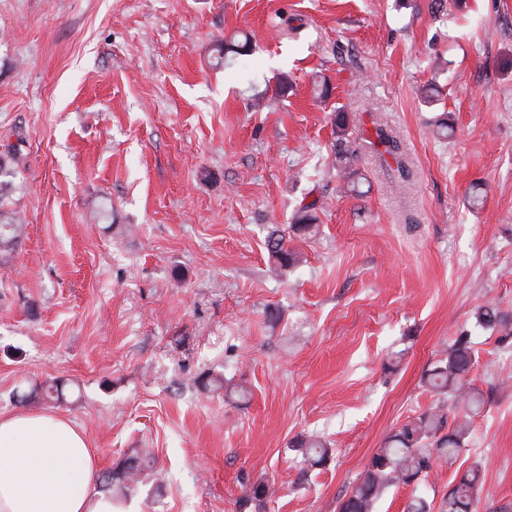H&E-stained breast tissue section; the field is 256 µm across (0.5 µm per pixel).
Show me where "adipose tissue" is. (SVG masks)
Segmentation results:
<instances>
[{"label": "adipose tissue", "instance_id": "obj_1", "mask_svg": "<svg viewBox=\"0 0 512 512\" xmlns=\"http://www.w3.org/2000/svg\"><path fill=\"white\" fill-rule=\"evenodd\" d=\"M88 438L50 413L0 415V512H120Z\"/></svg>", "mask_w": 512, "mask_h": 512}]
</instances>
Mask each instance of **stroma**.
<instances>
[{
  "mask_svg": "<svg viewBox=\"0 0 512 512\" xmlns=\"http://www.w3.org/2000/svg\"><path fill=\"white\" fill-rule=\"evenodd\" d=\"M311 202L272 275L269 228ZM0 211L25 226L0 265V414L68 417L104 471L152 449L129 512H337L461 335L486 401L470 451L377 512L439 506L476 464V512L512 505V338L474 318L512 321V0H0ZM53 379L62 400L17 401ZM335 124L337 128V140H336V161L339 164L347 163L349 156L353 154L350 151V145L348 141V123L344 112H336ZM370 144L377 150L390 170L397 172L398 179L403 182L408 178V170L401 157L399 144L383 126L374 123V141H370ZM385 155L393 160L396 168L391 166ZM475 320L476 323L484 329H498L499 332L502 330L505 331V336H501V339L512 337L511 329L508 327V321L493 308L485 307L478 309L475 313ZM301 450L303 462L308 468L322 466L332 455V448L318 437L302 439L296 446Z\"/></svg>",
  "mask_w": 512,
  "mask_h": 512,
  "instance_id": "obj_1",
  "label": "stroma"
}]
</instances>
